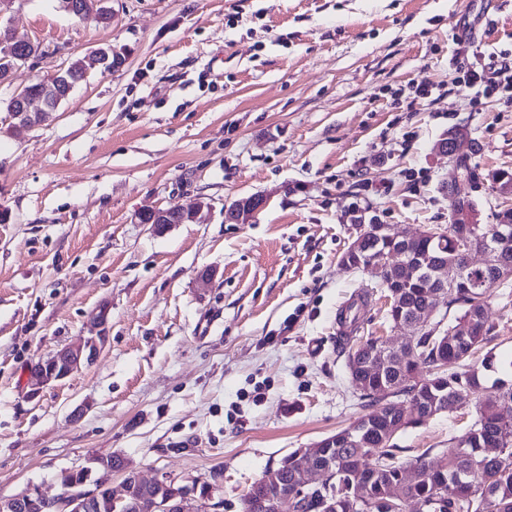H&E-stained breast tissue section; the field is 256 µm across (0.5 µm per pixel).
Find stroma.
<instances>
[{
  "label": "stroma",
  "mask_w": 512,
  "mask_h": 512,
  "mask_svg": "<svg viewBox=\"0 0 512 512\" xmlns=\"http://www.w3.org/2000/svg\"><path fill=\"white\" fill-rule=\"evenodd\" d=\"M103 24L58 0L0 14L41 51L0 83V496L60 491L61 471L117 455L128 469L204 482L223 468L224 512L288 453L368 408L339 354L336 309L369 307L356 343L389 336L386 292L342 267L351 202L415 235L448 225L447 155L463 132L492 224L512 208L488 181L512 172V103L473 104L448 80L460 29L512 54V0H110ZM117 70L79 83L42 125L6 110L23 87L101 47ZM433 93L414 99L416 85ZM422 172L408 181L409 170ZM260 196L245 224L234 201ZM206 207L158 234L140 214ZM90 366L30 398L33 364L87 335ZM481 398L512 384V294L493 289ZM262 385L260 401L247 399ZM476 401L407 428L400 462L438 458ZM251 199L250 204H247L245 206L242 202L241 207L235 208V203H238L239 200L235 201L232 205L229 207H226L224 209V217L227 218V221L232 222L234 224H243L245 223L253 214L260 209L263 204L264 200L263 198L256 197V196H250ZM233 206V207H231ZM234 210L233 216H231V211Z\"/></svg>",
  "instance_id": "obj_1"
}]
</instances>
